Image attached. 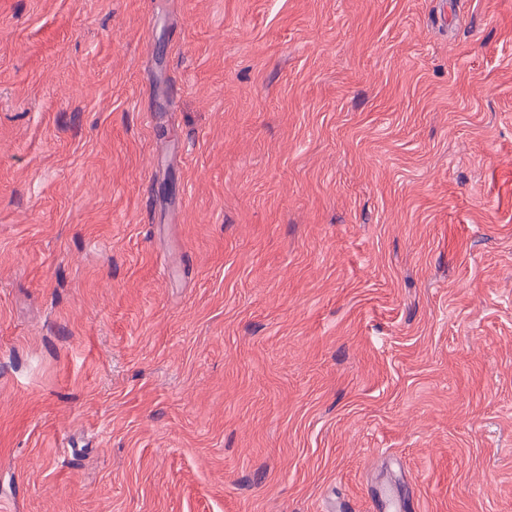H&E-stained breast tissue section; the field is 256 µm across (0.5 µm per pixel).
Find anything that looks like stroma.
<instances>
[{"label":"stroma","mask_w":512,"mask_h":512,"mask_svg":"<svg viewBox=\"0 0 512 512\" xmlns=\"http://www.w3.org/2000/svg\"><path fill=\"white\" fill-rule=\"evenodd\" d=\"M512 512V0H0V512Z\"/></svg>","instance_id":"stroma-1"}]
</instances>
